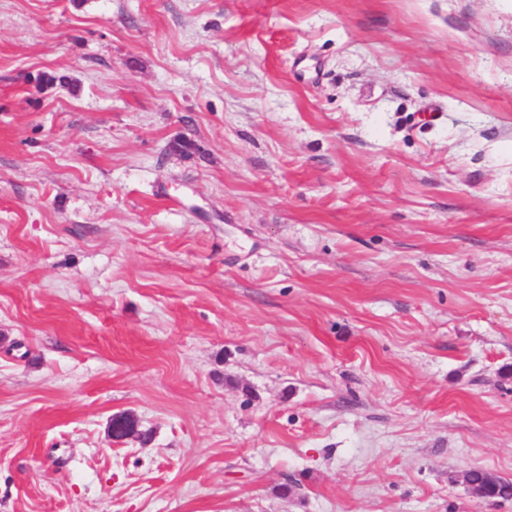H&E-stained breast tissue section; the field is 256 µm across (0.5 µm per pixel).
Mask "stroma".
<instances>
[{"instance_id": "stroma-1", "label": "stroma", "mask_w": 512, "mask_h": 512, "mask_svg": "<svg viewBox=\"0 0 512 512\" xmlns=\"http://www.w3.org/2000/svg\"><path fill=\"white\" fill-rule=\"evenodd\" d=\"M473 467L512 0H0V512H512ZM138 426L137 418L127 412L117 413L112 416V431L110 437L115 443H122L125 440L136 438ZM465 481L463 485L471 491L472 487L479 489L487 499H507L512 497V482L493 476L482 468H472L463 472Z\"/></svg>"}]
</instances>
